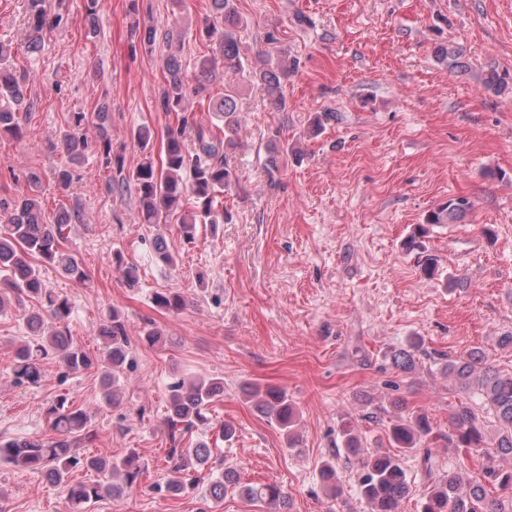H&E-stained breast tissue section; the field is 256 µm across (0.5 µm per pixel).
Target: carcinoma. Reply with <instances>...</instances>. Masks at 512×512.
I'll return each mask as SVG.
<instances>
[{"label":"carcinoma","mask_w":512,"mask_h":512,"mask_svg":"<svg viewBox=\"0 0 512 512\" xmlns=\"http://www.w3.org/2000/svg\"><path fill=\"white\" fill-rule=\"evenodd\" d=\"M213 14L203 22L200 33L218 46L224 75L248 76L265 92L273 109H286L283 95L284 82L296 68L288 53L280 52L254 62L243 57L236 38L241 22L236 0H211ZM66 0H59L58 12L48 14L45 0H28L27 25L31 39L28 48L38 50L44 35L57 27L63 19ZM170 43L173 31L148 28L141 38L144 49L151 50L157 39ZM463 50L454 44L441 45L437 58L448 63L451 70H463L460 62ZM165 86L157 101V109L174 117L176 126L168 127L161 139L159 159H154L150 145L155 136L147 126L132 130V137L145 152L143 161L133 170L124 173V180L131 183L139 197L138 218L142 224H167L175 222L186 240L194 239L198 224H222L232 220L229 212L217 209V196L236 183L235 171L226 162V150L235 144L240 127L238 88L233 82L224 84V96L213 105L212 111L223 122L216 129L196 124L190 119L189 98L200 91L186 83L182 64L177 55L164 60ZM512 75H502L491 70L482 78L484 87L502 93L512 87ZM26 76L16 73L11 46L0 42V134L16 137L22 133L19 111L25 104ZM97 141L95 148L103 158L105 168L124 170V159L112 152V140L106 125V106L95 113ZM87 122L84 112L73 113L69 129L62 132L57 144L68 159L69 166L55 171L56 181L63 188L72 181V166L81 162L89 148L87 138L81 133ZM194 131L193 142L186 143V129ZM41 179L32 172L27 176L26 187L9 199L0 198V216L7 217L0 226V310L13 300L21 305L31 299L40 309L24 315L28 336L15 348L12 360L13 382L19 386H37L44 379L42 362L56 359L65 373L76 374L98 367L104 368L102 378L104 400L112 404L117 384L124 371L131 365L129 338L126 324L117 310H112L108 321L101 327L102 350L91 356L78 348L67 331L57 329L72 313L69 299L51 291L45 284L34 259L50 265L62 266L64 272L78 280L86 279L85 270L73 255L61 252L67 239L69 225L82 223L83 215L77 207L65 210L53 224L42 216ZM473 207L466 197L450 198L429 210L424 223L417 224L406 240V249L424 253L421 270L433 278L439 274L436 256L425 253L424 239L430 228L438 224H454ZM153 305L166 313L180 311L185 300L177 289L156 292ZM142 340L150 347L165 346L164 331L149 322L141 331ZM417 345L391 352V365L409 373L416 366ZM442 370L458 394L464 397L450 416L452 431L440 432L429 415L412 412L396 417L388 426V443L391 450L371 453L364 448L354 433L352 423L342 425L343 444L359 465V495L369 506V512H401L403 501L412 494L418 496L417 512H512V469L500 466L498 459L512 458V373H503L487 365L481 350L450 358L441 355ZM243 392L254 400L255 408L274 421L286 433L288 446L295 445L292 427L294 408L286 391L257 385H247ZM224 393V383L217 379H179L169 386V414L166 424L170 436L190 430L209 421L210 403ZM55 437L45 441L38 437L0 441V461L40 472L54 484L63 488L72 512H87V508L104 497H118L136 489L143 475L139 453L134 448L112 457L80 456L76 448L90 445L95 440L90 417L80 408L68 405L60 398L46 411ZM496 419L497 432L488 437L486 416ZM444 441L455 448H463L482 457L479 476L467 470L446 472L425 485L414 489L402 457L415 454L420 467L432 475L439 467L431 448ZM176 458L171 468L173 476L159 489L172 496L181 495L187 484L197 485L199 480L185 478V471L197 464L206 463L210 449L204 443L180 451L170 449ZM84 467L100 474L92 483H73L69 474L76 467ZM318 481L328 498L341 495L337 484L336 465L323 462L318 470ZM250 504L258 502L276 504L278 512H290L288 493L275 483L243 484L232 468L224 469L218 477H210L207 496L215 501L228 490Z\"/></svg>","instance_id":"1"}]
</instances>
